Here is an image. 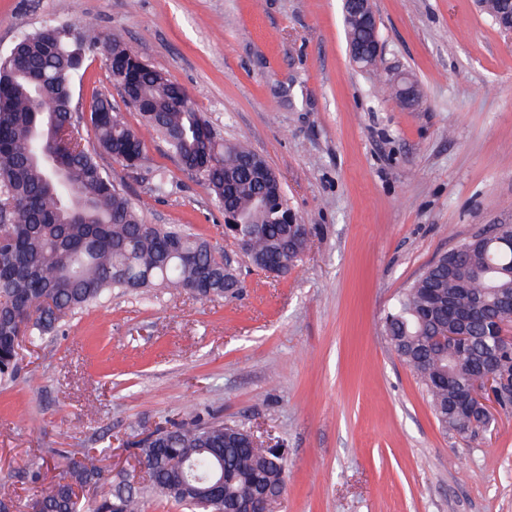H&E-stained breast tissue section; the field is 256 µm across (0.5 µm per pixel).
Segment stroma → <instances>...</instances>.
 Instances as JSON below:
<instances>
[{
  "label": "stroma",
  "mask_w": 512,
  "mask_h": 512,
  "mask_svg": "<svg viewBox=\"0 0 512 512\" xmlns=\"http://www.w3.org/2000/svg\"><path fill=\"white\" fill-rule=\"evenodd\" d=\"M382 57L350 59L342 0H0V56L54 23L108 34L168 75L225 142L279 174L308 247L285 278L224 238V213L164 141L147 168L99 153L147 223L230 254L242 286L199 299L113 290L33 344L0 383V494L36 490L32 459L66 451L125 465L122 441L194 409L285 452L274 512H512V415L442 431L385 317L441 255L512 224V40L474 0H373ZM401 76L421 101L382 90ZM139 127L101 55L73 81ZM166 172L170 193L151 192Z\"/></svg>",
  "instance_id": "1"
}]
</instances>
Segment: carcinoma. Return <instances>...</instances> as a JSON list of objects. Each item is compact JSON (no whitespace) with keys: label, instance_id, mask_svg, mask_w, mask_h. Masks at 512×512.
<instances>
[{"label":"carcinoma","instance_id":"cac0c4a2","mask_svg":"<svg viewBox=\"0 0 512 512\" xmlns=\"http://www.w3.org/2000/svg\"><path fill=\"white\" fill-rule=\"evenodd\" d=\"M104 58L111 76L126 81L132 108L145 130L162 137L179 162L205 166L201 181L218 207L238 215L249 238L251 261L270 259L285 276L300 256L288 250L293 228L285 196L275 186L255 182L248 162L255 153L242 143L219 138L203 141L202 122L187 92L145 64L136 51L116 37L89 40L80 32L46 24L23 35L10 54L0 57V204L10 208L0 224V381L18 370L20 341L40 339L56 324L91 305L112 289L162 286L186 290L207 283L198 296H224L233 281H224V257L202 238L177 226H150L95 154L82 143L73 115L72 88L57 78H74L91 55ZM45 95L51 110L34 109ZM48 126L44 141L30 137L34 124ZM89 123L99 147L126 167H142V131L117 118L112 102L97 98ZM52 153L63 167V180L41 162ZM501 242L473 237L463 242L462 262L443 255L398 297L385 320V331L397 353L424 385L434 417L444 430L475 434L456 405L460 384L481 376L495 350L502 367L512 372V345L498 339L500 323L512 316L511 305L497 303L500 291H512V224L494 227ZM461 289L460 305L487 292V307L471 328L475 340L468 366L453 374V351L434 341L440 309L433 303ZM245 427L192 412L188 418L160 427L132 441L137 462L146 468L139 481L128 474L112 482V473L92 462L60 452L52 464L31 463L40 477L44 467L56 475L33 497L43 512H143L151 493L178 503L188 512H234L238 495L258 484L271 492L287 486V462L267 448L249 446ZM102 490L93 507L80 492Z\"/></svg>","mask_w":512,"mask_h":512}]
</instances>
